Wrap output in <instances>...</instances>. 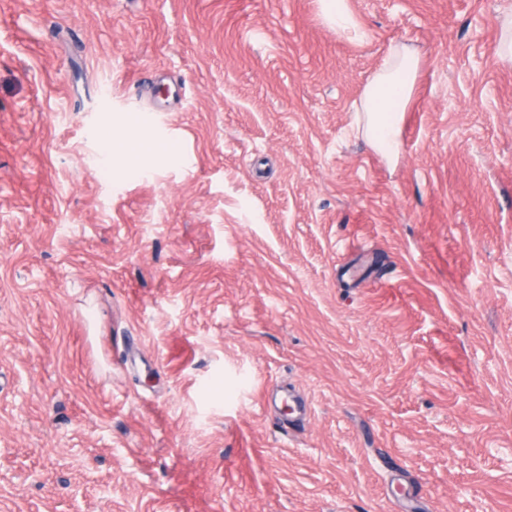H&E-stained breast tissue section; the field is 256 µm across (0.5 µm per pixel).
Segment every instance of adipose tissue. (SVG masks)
Masks as SVG:
<instances>
[{"mask_svg": "<svg viewBox=\"0 0 512 512\" xmlns=\"http://www.w3.org/2000/svg\"><path fill=\"white\" fill-rule=\"evenodd\" d=\"M419 62L400 45L391 46L377 74L367 84L358 118V131L386 158L399 151L400 121L410 100Z\"/></svg>", "mask_w": 512, "mask_h": 512, "instance_id": "adipose-tissue-1", "label": "adipose tissue"}]
</instances>
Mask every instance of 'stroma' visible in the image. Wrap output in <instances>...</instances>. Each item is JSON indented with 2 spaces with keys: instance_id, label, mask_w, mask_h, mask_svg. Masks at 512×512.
<instances>
[{
  "instance_id": "stroma-1",
  "label": "stroma",
  "mask_w": 512,
  "mask_h": 512,
  "mask_svg": "<svg viewBox=\"0 0 512 512\" xmlns=\"http://www.w3.org/2000/svg\"><path fill=\"white\" fill-rule=\"evenodd\" d=\"M348 6L0 0V512H512V0ZM323 10L328 22L336 25V32L349 40H359L363 31L356 26L348 10L346 0H322ZM418 66L414 53L404 46L392 45L379 71L365 87L357 110L358 133L388 159L399 151L400 121L412 94Z\"/></svg>"
}]
</instances>
